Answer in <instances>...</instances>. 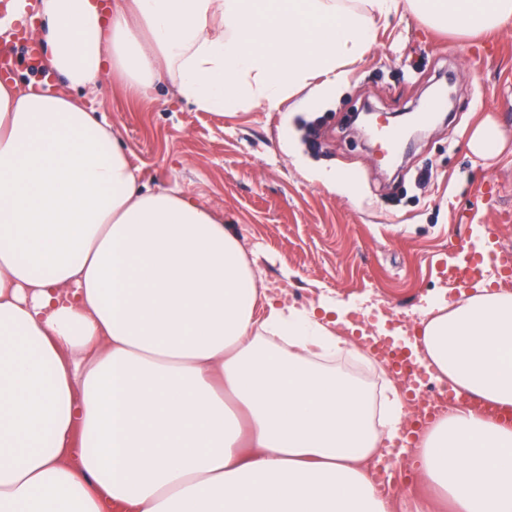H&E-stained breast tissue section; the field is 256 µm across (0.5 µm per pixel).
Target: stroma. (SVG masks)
Wrapping results in <instances>:
<instances>
[{"instance_id":"obj_1","label":"stroma","mask_w":512,"mask_h":512,"mask_svg":"<svg viewBox=\"0 0 512 512\" xmlns=\"http://www.w3.org/2000/svg\"><path fill=\"white\" fill-rule=\"evenodd\" d=\"M348 71L331 102L293 111L204 112L168 80L148 98L109 80L84 103L105 116L146 187L178 188L258 246L265 282L286 289L289 304L330 296L362 307L376 298L386 309L366 314L369 330L402 314L415 324L448 290L444 272L459 239L480 226L512 250V22L464 38L404 8ZM441 84L452 97L448 118L381 169L353 113L366 103L415 112ZM482 125L503 138L486 157L469 146ZM325 176L336 189L322 185Z\"/></svg>"}]
</instances>
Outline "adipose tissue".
<instances>
[{
	"label": "adipose tissue",
	"instance_id": "obj_1",
	"mask_svg": "<svg viewBox=\"0 0 512 512\" xmlns=\"http://www.w3.org/2000/svg\"><path fill=\"white\" fill-rule=\"evenodd\" d=\"M407 7L469 36L512 0H13L46 62L94 91L162 77L213 112L335 98ZM355 306L268 295L258 253L180 191L141 183L77 100L0 84V512H391L373 458L396 387L325 366ZM405 346L430 377L512 407V291L439 297ZM417 512H512V427L452 410L415 429Z\"/></svg>",
	"mask_w": 512,
	"mask_h": 512
}]
</instances>
